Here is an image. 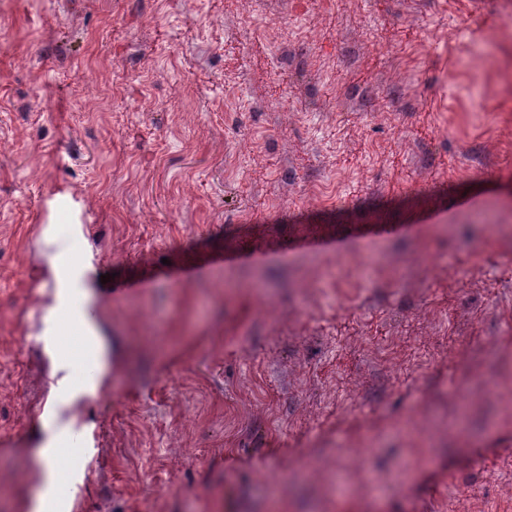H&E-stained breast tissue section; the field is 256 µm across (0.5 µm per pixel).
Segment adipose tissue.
<instances>
[{
  "mask_svg": "<svg viewBox=\"0 0 512 512\" xmlns=\"http://www.w3.org/2000/svg\"><path fill=\"white\" fill-rule=\"evenodd\" d=\"M79 235L78 227H71L68 236H60L54 228L44 232L46 244V274L52 284L48 309L53 317L52 336H60L82 316L73 304L72 284L75 272L84 268L80 254L72 249V241ZM111 370L108 351L92 326L83 328V347L75 363L67 365L59 382L55 399L61 403L74 400L81 392L99 387ZM46 440L36 451L41 471V483L31 503V512H65L67 505L60 496V472L70 441L67 427L58 423L54 410L41 417Z\"/></svg>",
  "mask_w": 512,
  "mask_h": 512,
  "instance_id": "adipose-tissue-1",
  "label": "adipose tissue"
}]
</instances>
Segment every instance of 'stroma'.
I'll list each match as a JSON object with an SVG mask.
<instances>
[{
    "label": "stroma",
    "instance_id": "1",
    "mask_svg": "<svg viewBox=\"0 0 512 512\" xmlns=\"http://www.w3.org/2000/svg\"><path fill=\"white\" fill-rule=\"evenodd\" d=\"M52 407L71 512H512V0H0V512ZM77 226L80 225H70L68 237L58 235L51 224L44 232L46 274L53 288L48 296V309L53 316V323L50 336L45 338L52 344L73 322H79L83 327V347L77 361L65 366L66 374L55 393V400L59 403H69L81 392L95 391L111 370L109 354L100 336L96 335L73 304V276L85 266L83 257L72 249V240L79 236ZM89 372L93 374L90 380L87 375Z\"/></svg>",
    "mask_w": 512,
    "mask_h": 512
}]
</instances>
